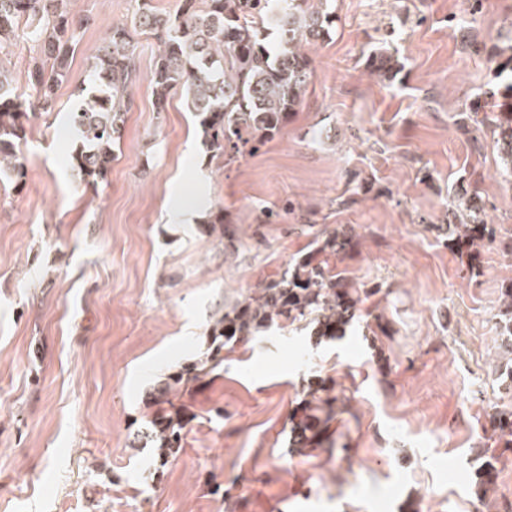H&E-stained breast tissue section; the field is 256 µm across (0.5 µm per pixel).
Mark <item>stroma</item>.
Returning <instances> with one entry per match:
<instances>
[{
  "mask_svg": "<svg viewBox=\"0 0 512 512\" xmlns=\"http://www.w3.org/2000/svg\"><path fill=\"white\" fill-rule=\"evenodd\" d=\"M334 6L300 106L230 164L180 93L156 110L159 44L139 35L132 107L93 192L63 163L80 144L71 86L131 7L72 0L88 23L69 81L21 146L24 184L0 183V512H512V444L485 422L512 412V177L472 112L504 91L492 52L512 41V0ZM375 50L398 59L395 79L366 70ZM473 188L494 230L475 257L448 239ZM214 204L231 245L203 222ZM333 231L355 241L335 259L355 301L344 335L281 322L224 348L170 395L185 427L160 463L136 441L158 384L206 352L215 311ZM503 295V305L500 310L503 322L501 347L503 348L502 352L505 358L512 360V284L505 288Z\"/></svg>",
  "mask_w": 512,
  "mask_h": 512,
  "instance_id": "obj_1",
  "label": "stroma"
}]
</instances>
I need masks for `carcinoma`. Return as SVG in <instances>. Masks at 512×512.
Here are the masks:
<instances>
[{
	"mask_svg": "<svg viewBox=\"0 0 512 512\" xmlns=\"http://www.w3.org/2000/svg\"><path fill=\"white\" fill-rule=\"evenodd\" d=\"M69 0H0V180L16 185L27 174L19 149L33 120L56 105V91L68 79V60L75 52L76 31L85 19L67 8ZM128 25L112 27L90 65V79L73 90L76 101L70 122L81 144L69 164L79 183L93 191L107 182L112 149L121 138L129 110V88L137 78L134 33L155 35L162 50L150 75L158 110L166 108L174 90L183 93L198 119V131L210 150L232 161L277 134L295 112L312 77L308 44L324 41L336 29L330 0H181L174 14L157 11L152 0H135ZM31 44L26 89L18 90L1 56L11 53L20 37ZM373 74L391 79L397 60L385 53L366 58ZM503 172L512 176V107L486 112ZM477 192L448 213L449 235L457 244L477 250L487 225L477 218ZM293 269L265 282L258 295H248L224 309L210 325L211 352L166 378L156 389V402L184 381L199 377L224 361L226 345L256 335L276 321L316 323L317 335L334 336L352 319L351 298L344 277L330 265L349 240L330 233ZM503 355L512 360V285L505 289L502 309ZM179 414L159 410L139 437L156 444L166 458L180 447ZM499 437L512 443V412L496 417Z\"/></svg>",
	"mask_w": 512,
	"mask_h": 512,
	"instance_id": "1",
	"label": "carcinoma"
}]
</instances>
